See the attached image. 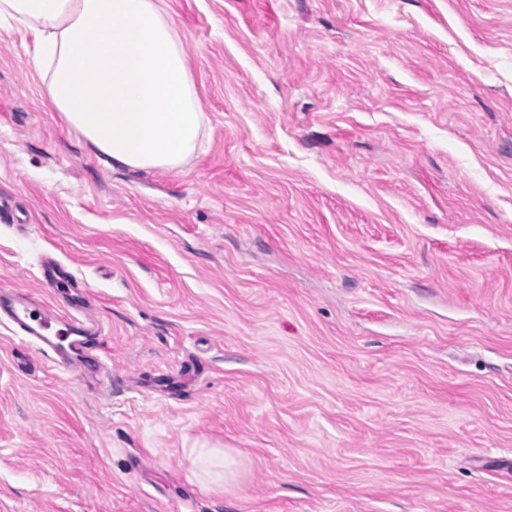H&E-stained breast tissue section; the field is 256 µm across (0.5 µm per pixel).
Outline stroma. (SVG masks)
<instances>
[{"label":"stroma","mask_w":512,"mask_h":512,"mask_svg":"<svg viewBox=\"0 0 512 512\" xmlns=\"http://www.w3.org/2000/svg\"><path fill=\"white\" fill-rule=\"evenodd\" d=\"M208 118L110 168L0 22V512H512V0H167ZM216 450L213 474L195 460ZM3 311L18 329L21 336L35 345L41 352L63 354L65 348L61 342L73 336L69 349L79 359L98 340L97 332L82 321L70 320L65 323L66 329L52 331L58 321L54 310L21 294H6L0 292V312Z\"/></svg>","instance_id":"1"}]
</instances>
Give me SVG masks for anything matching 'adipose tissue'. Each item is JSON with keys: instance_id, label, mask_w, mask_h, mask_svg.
Instances as JSON below:
<instances>
[{"instance_id": "1", "label": "adipose tissue", "mask_w": 512, "mask_h": 512, "mask_svg": "<svg viewBox=\"0 0 512 512\" xmlns=\"http://www.w3.org/2000/svg\"><path fill=\"white\" fill-rule=\"evenodd\" d=\"M2 18L33 31L53 111L105 165L171 170L202 148L207 118L165 0H0Z\"/></svg>"}]
</instances>
